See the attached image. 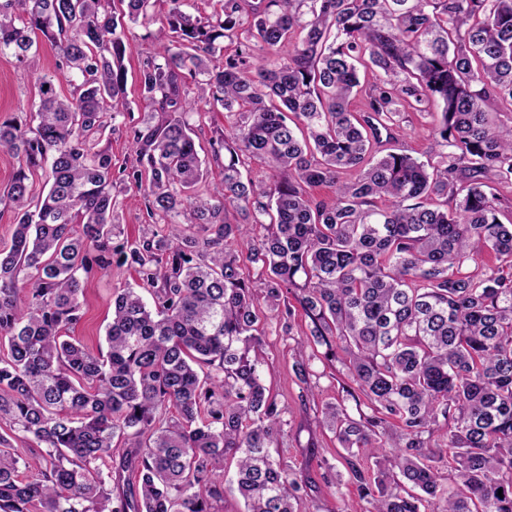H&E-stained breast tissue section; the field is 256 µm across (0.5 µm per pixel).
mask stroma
I'll list each match as a JSON object with an SVG mask.
<instances>
[{
	"instance_id": "1",
	"label": "stroma",
	"mask_w": 512,
	"mask_h": 512,
	"mask_svg": "<svg viewBox=\"0 0 512 512\" xmlns=\"http://www.w3.org/2000/svg\"><path fill=\"white\" fill-rule=\"evenodd\" d=\"M55 49L47 42H39L38 51L31 62L30 72L15 66L11 56L0 55V120L28 111L38 98L35 75L53 73L56 69ZM133 270L119 265L96 273L84 284L83 320L70 332L90 350H97L103 341L104 328L112 315V298L128 284L134 283ZM305 327L303 313H296L291 331H284L277 319L264 324L263 379L276 394L281 414V438L277 453L284 464L292 468L308 467L318 485L315 497H301V512H366L368 505L356 491L335 494L324 484L318 460L324 459L334 473L346 475L347 468L342 451L328 434L317 431L315 418L322 405L337 396V372L334 366L312 360L313 394L302 397L300 384L293 372L296 342Z\"/></svg>"
}]
</instances>
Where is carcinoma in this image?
Listing matches in <instances>:
<instances>
[{
  "label": "carcinoma",
  "instance_id": "carcinoma-1",
  "mask_svg": "<svg viewBox=\"0 0 512 512\" xmlns=\"http://www.w3.org/2000/svg\"><path fill=\"white\" fill-rule=\"evenodd\" d=\"M219 2L194 15L166 0L136 119L123 20L149 27L156 0H0L1 55L26 72L42 37L58 56L37 78L36 123L0 122V153L18 159L0 250V512H213L230 462L244 512H297L309 469L271 453L280 409L261 371L263 322L297 306L309 337L295 374L309 385L312 344L342 365L318 426L369 512H512V222L498 218L512 187V0ZM218 108L235 121L204 159L194 124ZM435 108L425 164L399 122ZM119 118L135 165L115 180L99 143ZM243 155L262 177L243 175ZM212 163L220 177L202 191ZM118 182L169 235L114 243ZM321 185L333 196L309 192ZM484 252L494 266L469 271ZM114 256L155 287L152 304L116 293L92 352L69 330L84 281ZM15 439L36 449L27 479Z\"/></svg>",
  "mask_w": 512,
  "mask_h": 512
}]
</instances>
